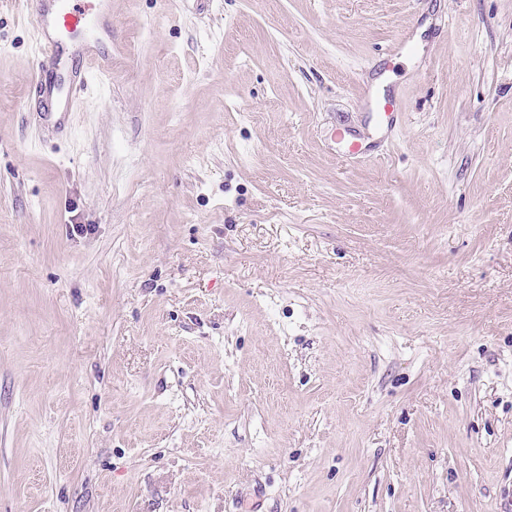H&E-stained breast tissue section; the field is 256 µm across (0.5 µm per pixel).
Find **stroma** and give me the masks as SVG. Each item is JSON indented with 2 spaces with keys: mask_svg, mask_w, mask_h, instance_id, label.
<instances>
[{
  "mask_svg": "<svg viewBox=\"0 0 512 512\" xmlns=\"http://www.w3.org/2000/svg\"><path fill=\"white\" fill-rule=\"evenodd\" d=\"M110 10L52 132L0 0V512H499L512 0ZM85 50L80 70L75 72L68 84L67 98L73 99L78 92L84 90L87 83L86 77L91 73H99L107 78L112 76V57L100 58L94 49L88 47Z\"/></svg>",
  "mask_w": 512,
  "mask_h": 512,
  "instance_id": "stroma-1",
  "label": "stroma"
}]
</instances>
